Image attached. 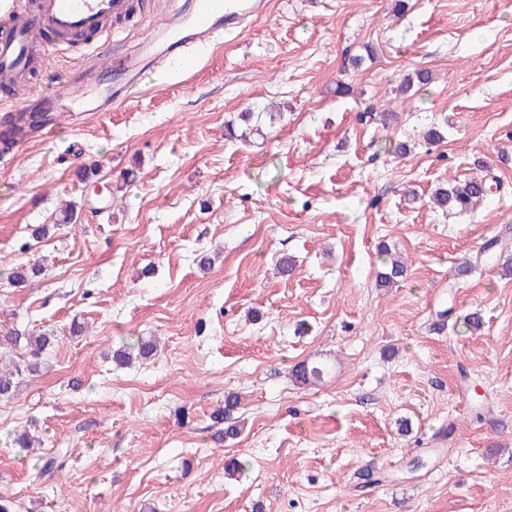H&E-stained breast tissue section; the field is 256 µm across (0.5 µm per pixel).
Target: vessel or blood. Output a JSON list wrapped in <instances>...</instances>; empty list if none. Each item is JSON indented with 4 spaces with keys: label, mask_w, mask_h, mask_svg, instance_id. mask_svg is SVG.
<instances>
[{
    "label": "vessel or blood",
    "mask_w": 512,
    "mask_h": 512,
    "mask_svg": "<svg viewBox=\"0 0 512 512\" xmlns=\"http://www.w3.org/2000/svg\"><path fill=\"white\" fill-rule=\"evenodd\" d=\"M226 0H183L176 19L161 31L143 34L137 54L124 55L119 66L125 77L123 94L132 93L149 69L165 70L172 58H179L181 71L192 70L198 52L207 46L225 22L244 24L259 15L261 0H236L234 11H226ZM129 0H38L36 12L27 15L9 6L0 20V77H25L33 55V44L41 31L65 32L81 38L100 31L110 17L126 14ZM99 72L89 68L80 83H65L47 92L44 99L56 115L75 112L77 100L97 83Z\"/></svg>",
    "instance_id": "vessel-or-blood-1"
}]
</instances>
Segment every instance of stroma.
Here are the masks:
<instances>
[{
	"label": "stroma",
	"mask_w": 512,
	"mask_h": 512,
	"mask_svg": "<svg viewBox=\"0 0 512 512\" xmlns=\"http://www.w3.org/2000/svg\"><path fill=\"white\" fill-rule=\"evenodd\" d=\"M175 7L142 0L113 43ZM103 49L57 47L28 93L0 87V116ZM418 69L431 82L396 94ZM120 81L103 71L76 119L0 156V330L56 336L0 403L12 512H512V0H269L183 84L153 76L95 111ZM266 106L274 124L225 138ZM473 176L492 182L474 208L432 204ZM385 247L407 264L389 287ZM28 261L42 273L11 285ZM139 339L156 356L116 365ZM303 361L329 372L300 384ZM231 394L242 431L223 442ZM25 430L39 450L10 447ZM61 448L65 470L42 474ZM371 464L380 483L359 487Z\"/></svg>",
	"instance_id": "stroma-1"
}]
</instances>
